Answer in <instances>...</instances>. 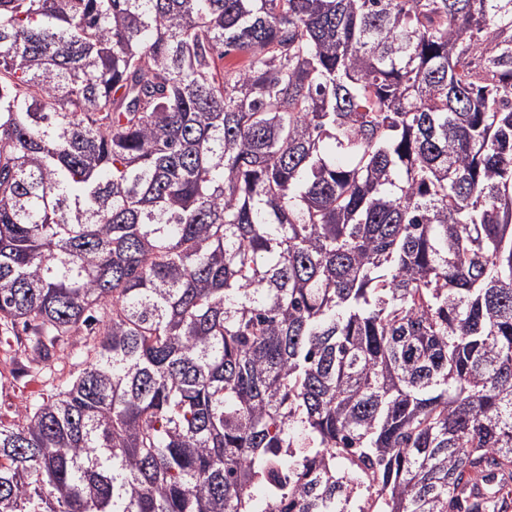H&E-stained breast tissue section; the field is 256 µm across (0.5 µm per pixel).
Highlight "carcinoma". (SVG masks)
<instances>
[{"instance_id": "carcinoma-1", "label": "carcinoma", "mask_w": 512, "mask_h": 512, "mask_svg": "<svg viewBox=\"0 0 512 512\" xmlns=\"http://www.w3.org/2000/svg\"><path fill=\"white\" fill-rule=\"evenodd\" d=\"M18 325L0 512H509L512 0H0ZM86 336L69 338L67 353L71 355L58 361L55 374L39 370L41 364L33 360L27 349L26 333L19 326L15 334L0 331V419L13 420L25 403L52 394L59 380H63L80 366L81 350Z\"/></svg>"}]
</instances>
